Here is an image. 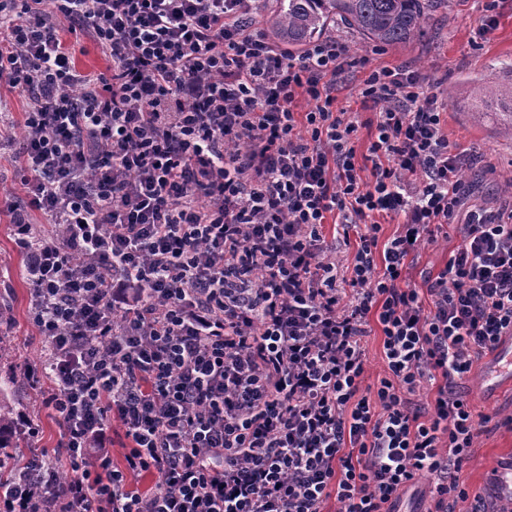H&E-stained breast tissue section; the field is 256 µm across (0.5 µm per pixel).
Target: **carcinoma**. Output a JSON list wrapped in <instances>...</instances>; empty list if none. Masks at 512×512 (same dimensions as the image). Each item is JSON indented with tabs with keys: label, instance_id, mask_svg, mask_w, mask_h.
Listing matches in <instances>:
<instances>
[{
	"label": "carcinoma",
	"instance_id": "carcinoma-1",
	"mask_svg": "<svg viewBox=\"0 0 512 512\" xmlns=\"http://www.w3.org/2000/svg\"><path fill=\"white\" fill-rule=\"evenodd\" d=\"M438 0H277L270 20L273 39L293 52L321 39L335 28L355 33L363 42L391 48L423 38ZM468 118L475 124L493 112L502 133L512 137V65L471 84ZM22 376L0 379V483L13 478L22 464L27 436L18 424L19 407L12 388Z\"/></svg>",
	"mask_w": 512,
	"mask_h": 512
}]
</instances>
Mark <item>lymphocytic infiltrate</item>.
Returning a JSON list of instances; mask_svg holds the SVG:
<instances>
[{
	"label": "lymphocytic infiltrate",
	"mask_w": 512,
	"mask_h": 512,
	"mask_svg": "<svg viewBox=\"0 0 512 512\" xmlns=\"http://www.w3.org/2000/svg\"><path fill=\"white\" fill-rule=\"evenodd\" d=\"M266 3L0 0V84L32 102L27 202L0 208L50 348L25 375L61 427L0 512H401L425 477L426 512H512L462 476L512 415L459 389L512 339V201L457 223L479 156L450 145L441 94L378 64L361 111L339 108L348 46L291 53L258 26ZM69 33L110 72L78 70ZM31 208L60 233L32 241ZM451 232L445 265L409 286L421 243ZM366 352L370 372L366 384H372L378 374H382L384 370V362L381 355V336L377 327H373L372 335L367 338Z\"/></svg>",
	"instance_id": "obj_1"
}]
</instances>
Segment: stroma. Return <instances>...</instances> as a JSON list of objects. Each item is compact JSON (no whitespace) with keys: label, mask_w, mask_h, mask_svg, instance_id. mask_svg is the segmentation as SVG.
<instances>
[{"label":"stroma","mask_w":512,"mask_h":512,"mask_svg":"<svg viewBox=\"0 0 512 512\" xmlns=\"http://www.w3.org/2000/svg\"><path fill=\"white\" fill-rule=\"evenodd\" d=\"M480 0H443L433 13L424 40L404 48L375 51L348 30L336 29V36L344 39L353 59L368 57L373 63L411 65L423 73L430 86L441 89H464L468 81L484 74L492 66L512 61V0H503L499 9L497 30L483 41H476L475 27L481 14ZM0 100L5 101L13 116V139L0 140V197L21 200L22 194L15 181L18 153L21 144L17 137L23 129L21 122L30 106L27 97L0 87ZM444 128L450 143L459 148L479 153L483 166L466 170L463 176L469 189L467 208H492L503 195V182L512 177V139L498 132L497 116H488L484 124L469 122L456 107H449L444 116ZM22 253L15 244L10 224L0 220V268L11 267L10 279L0 278V302H9L15 324L10 333L13 353L0 359V374L26 366L39 367L48 352V343L30 320L29 286L19 273ZM495 362L488 355L479 360L471 374L462 381L474 410L479 414L512 415V385L488 386L485 377ZM23 414L39 431L36 445L54 448L61 429L55 417L44 409L32 389L23 392ZM512 456V431L489 429L481 435L472 450L463 475L472 488L484 494L493 491V473L503 459Z\"/></svg>","instance_id":"1"}]
</instances>
